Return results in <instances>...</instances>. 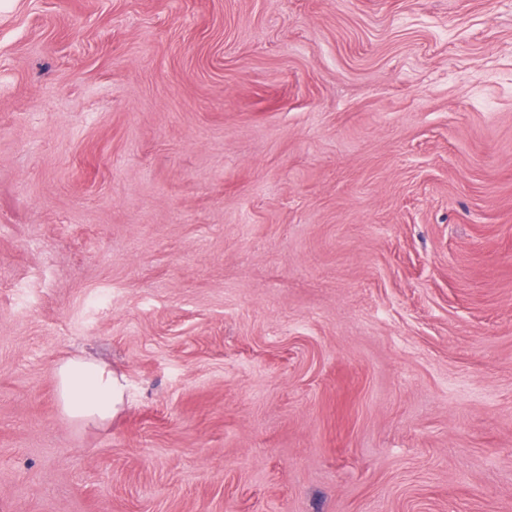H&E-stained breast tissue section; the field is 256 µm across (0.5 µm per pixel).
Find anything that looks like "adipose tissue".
I'll return each mask as SVG.
<instances>
[{
	"label": "adipose tissue",
	"mask_w": 512,
	"mask_h": 512,
	"mask_svg": "<svg viewBox=\"0 0 512 512\" xmlns=\"http://www.w3.org/2000/svg\"><path fill=\"white\" fill-rule=\"evenodd\" d=\"M56 378L59 403L71 420L104 423L124 404V377L94 362L68 359L58 367Z\"/></svg>",
	"instance_id": "obj_1"
}]
</instances>
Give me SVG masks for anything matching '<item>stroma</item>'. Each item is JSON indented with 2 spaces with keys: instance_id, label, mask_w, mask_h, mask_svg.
Instances as JSON below:
<instances>
[{
  "instance_id": "obj_1",
  "label": "stroma",
  "mask_w": 512,
  "mask_h": 512,
  "mask_svg": "<svg viewBox=\"0 0 512 512\" xmlns=\"http://www.w3.org/2000/svg\"><path fill=\"white\" fill-rule=\"evenodd\" d=\"M0 512H512V0H0ZM56 378L59 403L71 420L105 423L124 404V377L92 361L68 359L57 368Z\"/></svg>"
}]
</instances>
